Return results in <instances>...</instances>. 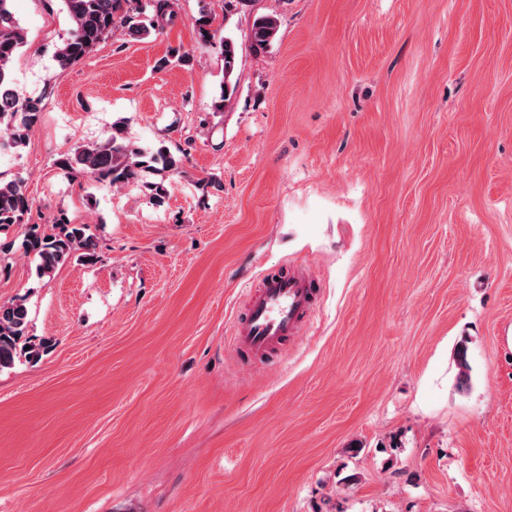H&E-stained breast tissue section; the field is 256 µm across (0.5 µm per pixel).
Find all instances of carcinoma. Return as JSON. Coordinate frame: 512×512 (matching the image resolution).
Returning a JSON list of instances; mask_svg holds the SVG:
<instances>
[{"label":"carcinoma","instance_id":"cac0c4a2","mask_svg":"<svg viewBox=\"0 0 512 512\" xmlns=\"http://www.w3.org/2000/svg\"><path fill=\"white\" fill-rule=\"evenodd\" d=\"M11 0H0V150L20 152L29 133L39 123L44 110L43 98L21 99L15 93L12 65L18 51L26 43V32L10 9ZM71 27L55 53V61L66 69L94 51L104 39L120 30L132 39H143L175 18L171 0H149L152 14L142 12L141 0H62ZM279 28L273 14L254 19L250 42L253 51H262L275 39ZM224 58V86L214 101L217 112L228 106L236 92L233 81L238 67L236 42L226 37L220 42ZM185 154L172 152L165 146L154 151L135 145L128 137L127 124L118 121L102 142L77 146L57 160L68 174H86L99 183L126 185L137 182L146 173H183ZM33 202L27 196L22 180L0 182V232L15 224L25 223ZM22 246L38 258L37 276L43 278L75 258L87 264L102 260L100 242L88 233L85 224H73L65 217L55 219L49 229L29 224ZM29 309L23 300L0 303V370L25 359L34 362L51 347L47 339L29 335Z\"/></svg>","mask_w":512,"mask_h":512}]
</instances>
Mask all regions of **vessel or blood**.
<instances>
[{"mask_svg": "<svg viewBox=\"0 0 512 512\" xmlns=\"http://www.w3.org/2000/svg\"><path fill=\"white\" fill-rule=\"evenodd\" d=\"M317 300L308 270L268 274L251 294L244 318L234 325L235 347L256 357L286 345L298 335Z\"/></svg>", "mask_w": 512, "mask_h": 512, "instance_id": "obj_1", "label": "vessel or blood"}]
</instances>
